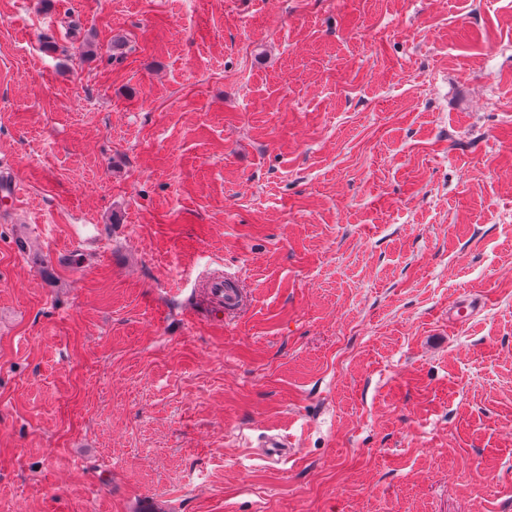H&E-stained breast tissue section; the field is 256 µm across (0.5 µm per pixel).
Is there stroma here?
Wrapping results in <instances>:
<instances>
[{
  "label": "stroma",
  "instance_id": "35a3bbf8",
  "mask_svg": "<svg viewBox=\"0 0 512 512\" xmlns=\"http://www.w3.org/2000/svg\"><path fill=\"white\" fill-rule=\"evenodd\" d=\"M0 160V512H512V0H0ZM212 295L217 301L224 303V309L233 310L241 301L239 288H234L227 280L214 279L210 282Z\"/></svg>",
  "mask_w": 512,
  "mask_h": 512
}]
</instances>
